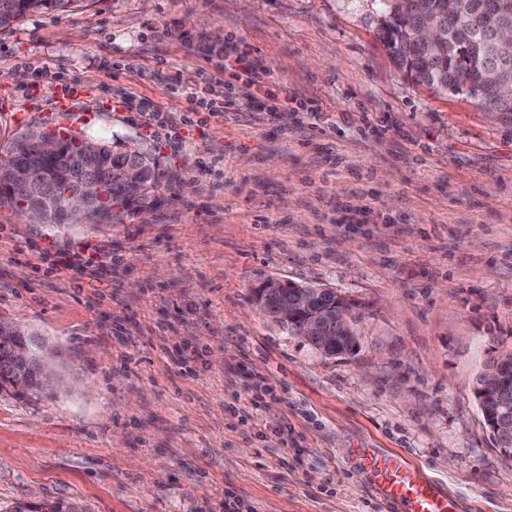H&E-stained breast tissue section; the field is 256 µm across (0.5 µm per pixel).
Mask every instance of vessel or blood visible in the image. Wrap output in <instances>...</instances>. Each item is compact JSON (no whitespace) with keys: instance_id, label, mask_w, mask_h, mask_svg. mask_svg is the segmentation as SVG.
I'll list each match as a JSON object with an SVG mask.
<instances>
[{"instance_id":"1","label":"vessel or blood","mask_w":512,"mask_h":512,"mask_svg":"<svg viewBox=\"0 0 512 512\" xmlns=\"http://www.w3.org/2000/svg\"><path fill=\"white\" fill-rule=\"evenodd\" d=\"M357 460L374 494L395 512H457L447 492L403 455L362 448Z\"/></svg>"}]
</instances>
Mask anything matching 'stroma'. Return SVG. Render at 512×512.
I'll list each match as a JSON object with an SVG mask.
<instances>
[{
    "label": "stroma",
    "instance_id": "35a3bbf8",
    "mask_svg": "<svg viewBox=\"0 0 512 512\" xmlns=\"http://www.w3.org/2000/svg\"><path fill=\"white\" fill-rule=\"evenodd\" d=\"M380 12L83 0L0 30V151L71 126L170 172L162 209L120 224L0 212V319L67 381L0 388V512H386L356 448L405 453L462 512H512L474 395L512 350V130L400 72ZM228 44L260 83L225 72ZM269 277L360 302L357 353L273 322L252 300Z\"/></svg>",
    "mask_w": 512,
    "mask_h": 512
}]
</instances>
